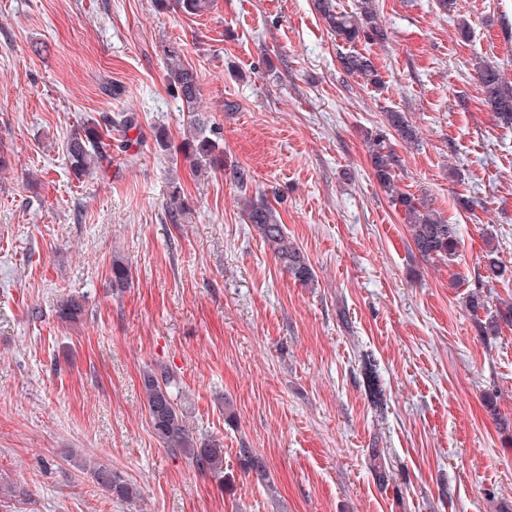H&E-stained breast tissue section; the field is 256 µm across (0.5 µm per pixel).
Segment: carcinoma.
I'll use <instances>...</instances> for the list:
<instances>
[{
    "mask_svg": "<svg viewBox=\"0 0 512 512\" xmlns=\"http://www.w3.org/2000/svg\"><path fill=\"white\" fill-rule=\"evenodd\" d=\"M314 2L329 29L343 42L354 45L362 41L377 43L387 39V32L379 23V0H357L355 10L351 12L337 7L336 0ZM211 7L212 0H174L172 4V8L196 16L207 13ZM338 62L344 73L362 79L365 86H381L380 72L370 56L349 50L339 53ZM167 71L170 89L190 113L189 125L193 129V136L184 142V154L200 157L214 168L226 167L221 127L208 124L195 113L200 95L197 72L185 64L184 58L175 49L167 54ZM478 82L484 93V101L494 112L495 119L503 125L512 126V85L503 80L498 66L484 63L478 70ZM385 119L404 142L415 141L416 131L405 113L390 110L385 113ZM102 128L112 130V117L104 116L90 124L86 123L69 137L67 159L76 176L82 177L112 165V153L107 151V144L101 138ZM367 142L374 178L393 204L404 211L411 239L419 255L425 260H451L460 244L459 226L448 223L431 210L424 200L397 188L396 171L401 166V160L383 131L367 134ZM231 175L244 192L241 203L247 223L257 228L264 242L295 280L305 285L313 283L315 272L298 245L289 240L278 211L264 199L245 194L248 174L244 169L235 166L231 168ZM484 271L488 280L504 276L506 268L496 252L491 251L484 257ZM130 281L131 266L128 260L114 257L111 265L112 287L126 288ZM468 307L475 315L482 310L487 311L486 318L479 320L480 330L485 336L497 335L504 324L512 326V302L490 312L484 296L472 292L468 295ZM141 381L151 427L165 449L191 461L199 472L210 474L219 481L224 479V449L215 440L206 442L193 436L187 424L186 410L178 399V393L174 392V376L165 369L157 372L147 367L142 372ZM93 473L96 482L118 498L132 501L139 497L138 489L112 469L100 465L93 469Z\"/></svg>",
    "mask_w": 512,
    "mask_h": 512,
    "instance_id": "cac0c4a2",
    "label": "carcinoma"
}]
</instances>
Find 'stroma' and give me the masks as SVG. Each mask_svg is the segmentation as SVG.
Returning a JSON list of instances; mask_svg holds the SVG:
<instances>
[{"label":"stroma","instance_id":"stroma-1","mask_svg":"<svg viewBox=\"0 0 512 512\" xmlns=\"http://www.w3.org/2000/svg\"><path fill=\"white\" fill-rule=\"evenodd\" d=\"M456 3L444 16L435 0H379L390 39L356 46L382 76L367 88L340 70L345 45L312 0H214L199 17L157 0H0V512L512 506V429L495 421L512 420V327L483 335L466 307L476 290L512 300V279L483 283L480 263L493 249L512 270V128L475 78L487 59L512 84V0ZM172 46L199 75L197 109L222 127L228 163L277 208L314 284L246 223L229 172L184 160ZM390 110L418 130L413 144L390 138L398 186L459 226L451 261L419 256L372 177L365 136ZM118 112L139 117L135 162L117 153L76 177L73 126ZM116 255L129 287L111 285ZM71 297L83 314L65 322ZM148 366L174 372L194 435L223 446V480L154 434ZM96 464L139 499L98 485Z\"/></svg>","mask_w":512,"mask_h":512}]
</instances>
